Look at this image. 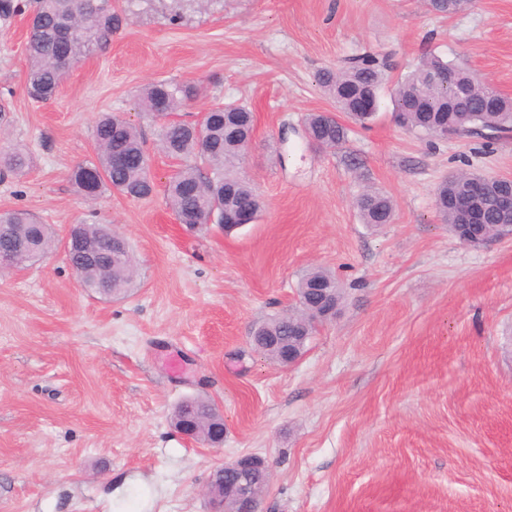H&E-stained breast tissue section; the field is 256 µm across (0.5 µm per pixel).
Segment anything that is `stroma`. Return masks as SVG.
<instances>
[{
	"label": "stroma",
	"instance_id": "stroma-1",
	"mask_svg": "<svg viewBox=\"0 0 512 512\" xmlns=\"http://www.w3.org/2000/svg\"><path fill=\"white\" fill-rule=\"evenodd\" d=\"M111 42L66 76L54 101L26 93L25 16L0 22V150L32 166L0 170V210L65 233L84 220L128 241L138 277L125 297L82 288L56 249L0 277V512H208L216 467L265 459L262 512H512V242L462 244L435 208L444 176L512 177V133L418 139L391 118L336 148L311 147L317 83L364 52L403 76L430 53L512 98V0L453 16L423 0H112ZM202 86L186 115L235 100L254 115L247 180L264 200L232 233L177 224L165 186L180 162L157 148L159 121L135 109L156 80ZM104 112L136 124L153 194L69 180L94 159ZM367 188L393 223H362ZM332 272L345 292L302 359L271 363L254 328L297 304L301 277ZM213 400V450L171 422L184 399Z\"/></svg>",
	"mask_w": 512,
	"mask_h": 512
}]
</instances>
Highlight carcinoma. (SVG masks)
I'll return each instance as SVG.
<instances>
[{
    "label": "carcinoma",
    "instance_id": "carcinoma-1",
    "mask_svg": "<svg viewBox=\"0 0 512 512\" xmlns=\"http://www.w3.org/2000/svg\"><path fill=\"white\" fill-rule=\"evenodd\" d=\"M30 13L32 23L27 30L25 52L28 61L26 89L36 102L58 97L67 75L62 59L77 64L106 45L112 38L116 16L112 0H34ZM474 0H426L429 9L448 16L472 7ZM387 58L373 53L351 57L338 72L322 74L320 84L352 122L363 125L375 116L380 91L388 80ZM462 94L459 105L465 113L450 111L456 93ZM192 83L167 80L154 81L143 87L137 106L144 115L156 118L157 107L166 101L170 111L179 109L186 98L197 96ZM395 122L406 132L419 137L442 138L448 127L456 136H480L495 140L512 132V99L494 87L474 79L473 73L436 56H429L393 88ZM304 125L317 146L332 148L346 136V128L336 119L311 113ZM253 133V115L245 106L233 102L213 107L205 116L202 133L185 121H165L160 125L159 148L172 157L193 156L199 163L180 169L167 185L170 209L177 215L191 213L202 219H224V212L234 213L249 208L261 213L262 201L252 184L240 174V158L245 143ZM95 159L76 165L69 177L85 197L93 199L108 187L131 198L150 196L154 185L147 172L145 142L139 129L120 115L105 113L93 131ZM123 159L120 166L112 158ZM28 153L15 147L0 154V166L20 172L29 166ZM477 174L460 172L446 177L436 193V206L442 223L452 229L459 223L450 199L459 194ZM480 223L491 234L512 230V215L494 206L477 204ZM361 220L371 226L390 224L395 217L393 200L376 190H367L356 200ZM101 224L79 223L72 238L64 246L67 260L82 285L105 297L116 298L128 292L134 283V260L125 238L109 235ZM58 239L45 224L34 221L26 210L0 213V250L17 252L18 264H28L24 250L32 248L42 256L50 254ZM324 282L336 288V300L342 301L343 290L336 278L322 268L313 269L300 281L307 289L298 310L275 316L256 328V332L279 337L281 343L303 350L307 338L316 328L305 329V323L319 306V296L309 290L312 284ZM192 419L201 429L204 442L221 427L217 405L204 398L183 401L175 409L174 419Z\"/></svg>",
    "mask_w": 512,
    "mask_h": 512
}]
</instances>
